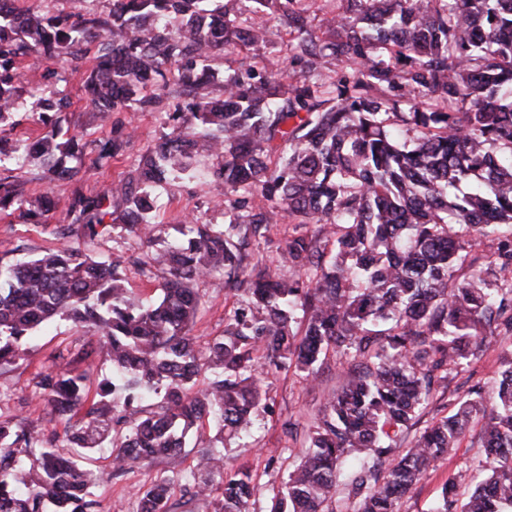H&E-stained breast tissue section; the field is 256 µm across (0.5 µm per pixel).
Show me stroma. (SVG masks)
Wrapping results in <instances>:
<instances>
[{
	"mask_svg": "<svg viewBox=\"0 0 512 512\" xmlns=\"http://www.w3.org/2000/svg\"><path fill=\"white\" fill-rule=\"evenodd\" d=\"M288 29L278 20L268 24V43L257 49H247L233 55H218L212 66L224 72L252 64L257 69L270 72L284 69L288 55ZM88 60H78L68 65L64 85L72 102L71 108L61 113L63 127L76 128L85 139L91 140L108 133L111 121L96 119L86 112L82 91L83 72ZM120 120L130 122L134 137L123 156L109 166L74 184L61 181L46 185L38 178L36 168H25L28 187L36 193L49 192L56 202H65L74 188L84 192H97L113 182L125 179L142 151L167 132V116L162 112L129 115L123 112ZM164 202L157 211L155 222L160 228L153 249H164L168 243L182 238L187 231L189 217H198L208 224H224L223 207L217 204V190L206 167H199L193 177L160 189ZM291 225L279 224L270 228L264 237L250 239L248 249L254 260L266 265L274 276L287 275V267L278 265L276 258L285 247ZM60 240L55 224H36L20 217L18 212L0 211V258L16 260L35 256L45 249L58 246ZM146 247L122 227H114L90 245L91 253L101 260L128 264L140 256ZM200 297V307L190 328L200 347L224 333L225 317L238 305V298L224 286L223 274L216 273L198 280L195 284ZM81 329L66 320H57L38 329L29 353L15 363L0 366V415L32 425L44 432H56L60 451H69L64 439L65 423L52 417L34 398L32 379L49 367L68 362V351L81 336ZM512 357V339L493 341L477 358L471 359L454 379V386L478 383L487 396H494L498 384V371L504 358ZM347 366L335 354H327L316 378L304 377L294 369L269 372L261 385L266 393V409L257 418L253 436L246 440H228L224 445V460L228 468L249 469L264 489L280 487L292 465L307 447V436L312 432L320 411L329 397L345 381ZM480 421H473L461 439L455 455L438 459L425 476L399 503V512H432L442 496V491L453 473L463 468L477 469L485 455L478 445ZM217 430L209 423L192 431L177 463L158 461L136 467L121 474H113L109 448L98 449L92 455L91 465L105 472L106 480L94 489L100 503V512H137L144 488L154 479L168 478L172 485L174 512H201L198 504L184 501L187 478L199 452L216 445Z\"/></svg>",
	"mask_w": 512,
	"mask_h": 512,
	"instance_id": "obj_1",
	"label": "stroma"
}]
</instances>
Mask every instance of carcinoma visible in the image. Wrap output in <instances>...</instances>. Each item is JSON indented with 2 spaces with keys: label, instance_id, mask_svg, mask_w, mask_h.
<instances>
[{
  "label": "carcinoma",
  "instance_id": "cac0c4a2",
  "mask_svg": "<svg viewBox=\"0 0 512 512\" xmlns=\"http://www.w3.org/2000/svg\"><path fill=\"white\" fill-rule=\"evenodd\" d=\"M242 2L0 10V210L44 224L55 210L49 196L29 192L11 160L49 182L74 181L79 169L67 159L87 155L98 169L132 139L117 123L90 141L56 125L33 143L11 140L15 113L30 108L46 125L62 111L59 62L96 48L83 89L102 117L175 107L133 175L72 193L60 246L0 264V364L25 356L34 330L56 318L90 333L70 364L33 378L54 416L81 415L69 435L74 451L0 417V512H99L93 488L103 474L84 452L105 443L119 474L178 457L206 416L221 434H248L265 407L261 349L275 367L308 378L330 350L348 366L346 386L269 493L267 512H398L476 417L492 461L477 476L448 479L435 512H512V359L493 401L471 386L452 414L383 467L433 391L447 389L491 337H512V0H341L346 8L325 36L310 24V0H252L249 11ZM276 15L289 29L287 70L260 75L249 65L221 75L210 66L217 53L266 45ZM29 57L42 68L35 88L20 66ZM329 57L346 67L324 78L317 69ZM214 156L224 162L211 176L234 196L233 214L223 227L192 220L186 244L153 255L170 278L161 299L145 304L119 265L95 259L84 242L120 223L152 243L155 190ZM286 220L293 234L276 262L291 274L248 269L237 231L262 237ZM310 225L313 233L301 232ZM215 271L242 293L202 355L187 335L199 306L193 282ZM97 348L112 375L95 382L76 364ZM117 387L127 392L120 409L110 399ZM347 458L358 469L344 499ZM188 486L204 512H249L261 493L218 448L198 456ZM169 501L170 483L157 479L139 512H171Z\"/></svg>",
  "mask_w": 512,
  "mask_h": 512
}]
</instances>
